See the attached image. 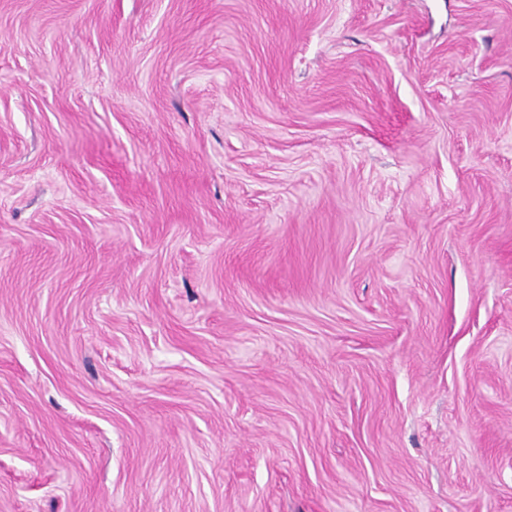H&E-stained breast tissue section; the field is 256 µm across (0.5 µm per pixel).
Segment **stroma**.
Returning a JSON list of instances; mask_svg holds the SVG:
<instances>
[{
    "mask_svg": "<svg viewBox=\"0 0 512 512\" xmlns=\"http://www.w3.org/2000/svg\"><path fill=\"white\" fill-rule=\"evenodd\" d=\"M0 512H512V0H0Z\"/></svg>",
    "mask_w": 512,
    "mask_h": 512,
    "instance_id": "35a3bbf8",
    "label": "stroma"
}]
</instances>
